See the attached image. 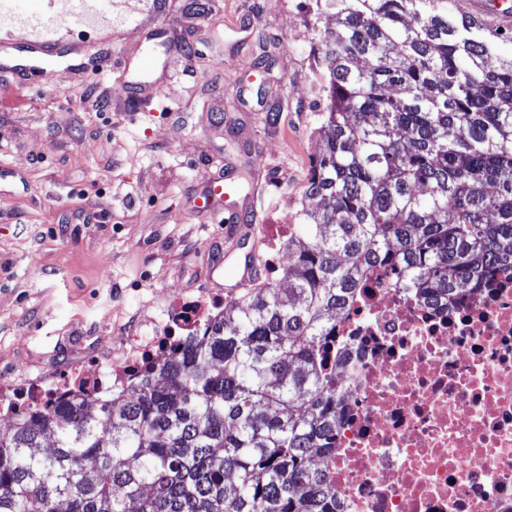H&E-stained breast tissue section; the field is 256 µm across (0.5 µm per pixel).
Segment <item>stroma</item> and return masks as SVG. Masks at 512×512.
<instances>
[{"instance_id": "35a3bbf8", "label": "stroma", "mask_w": 512, "mask_h": 512, "mask_svg": "<svg viewBox=\"0 0 512 512\" xmlns=\"http://www.w3.org/2000/svg\"><path fill=\"white\" fill-rule=\"evenodd\" d=\"M188 3L111 0V24L78 46L103 70L68 56L27 81L0 70L21 98L0 111V379L19 352L50 373L72 337L111 346L152 298L224 285L210 266L224 220L195 211L216 175L240 173L236 223L259 240L260 268L269 225L301 232L324 107L313 29L332 20L315 0ZM144 56L149 86L127 95L123 70Z\"/></svg>"}]
</instances>
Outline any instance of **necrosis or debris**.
Instances as JSON below:
<instances>
[{
    "label": "necrosis or debris",
    "instance_id": "1",
    "mask_svg": "<svg viewBox=\"0 0 512 512\" xmlns=\"http://www.w3.org/2000/svg\"><path fill=\"white\" fill-rule=\"evenodd\" d=\"M230 301L181 289L158 327L132 324L104 352L81 337L63 376L0 383L8 416L81 393L123 399ZM344 415L328 460L338 512H512V275L437 304L376 270L336 320Z\"/></svg>",
    "mask_w": 512,
    "mask_h": 512
}]
</instances>
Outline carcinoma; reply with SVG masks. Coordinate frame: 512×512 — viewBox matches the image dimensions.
<instances>
[{"instance_id": "cac0c4a2", "label": "carcinoma", "mask_w": 512, "mask_h": 512, "mask_svg": "<svg viewBox=\"0 0 512 512\" xmlns=\"http://www.w3.org/2000/svg\"><path fill=\"white\" fill-rule=\"evenodd\" d=\"M322 151L288 286L139 380L0 432V512H336L333 319L376 268L446 301L512 269V33L456 0H317Z\"/></svg>"}]
</instances>
